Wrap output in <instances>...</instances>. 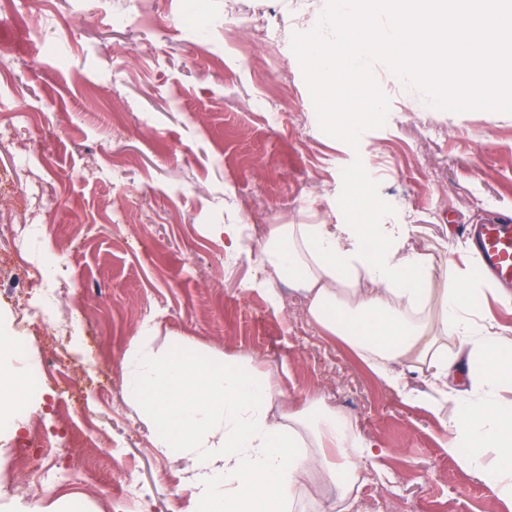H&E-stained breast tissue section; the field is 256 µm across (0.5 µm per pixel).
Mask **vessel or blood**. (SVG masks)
I'll list each match as a JSON object with an SVG mask.
<instances>
[{"label": "vessel or blood", "instance_id": "vessel-or-blood-1", "mask_svg": "<svg viewBox=\"0 0 512 512\" xmlns=\"http://www.w3.org/2000/svg\"><path fill=\"white\" fill-rule=\"evenodd\" d=\"M472 239L482 270L498 282L512 283V216L500 215L476 225Z\"/></svg>", "mask_w": 512, "mask_h": 512}]
</instances>
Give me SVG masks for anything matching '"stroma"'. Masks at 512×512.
Returning <instances> with one entry per match:
<instances>
[{
  "label": "stroma",
  "mask_w": 512,
  "mask_h": 512,
  "mask_svg": "<svg viewBox=\"0 0 512 512\" xmlns=\"http://www.w3.org/2000/svg\"><path fill=\"white\" fill-rule=\"evenodd\" d=\"M327 0H0V183L36 179L38 254L62 253L59 317L77 324L69 371L83 387L68 418L53 382L27 399L31 423L87 442L81 463L37 504L0 496V512H115L116 470L133 471L138 512H186L183 461L155 452L129 406L121 364L144 322L154 346L228 360L254 356L289 408L318 396L380 450L351 492L355 512H505L449 456V431L403 401L338 337L318 328L288 285L281 304L252 287L253 261L228 255V224H340L341 170L361 158L416 250L481 275L462 224L512 214V114L429 106L381 62L385 125L358 148L324 133L291 49ZM123 184L112 181L113 168ZM79 289H72V282ZM27 284L0 275V337L35 355L14 313Z\"/></svg>",
  "instance_id": "35a3bbf8"
}]
</instances>
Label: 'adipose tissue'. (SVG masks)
<instances>
[{
    "label": "adipose tissue",
    "mask_w": 512,
    "mask_h": 512,
    "mask_svg": "<svg viewBox=\"0 0 512 512\" xmlns=\"http://www.w3.org/2000/svg\"><path fill=\"white\" fill-rule=\"evenodd\" d=\"M411 224H274L257 260L259 286L285 281L307 301L310 319L341 337L403 400L433 413L450 409L448 453L463 471L491 487L512 510V412L496 400L512 380V330L478 322L484 295L460 274H437L427 253L410 244ZM457 336L449 354L441 336ZM426 367L430 391L409 387L395 365ZM466 367V388L448 391V375ZM124 393L152 434L156 452L185 460L195 493L189 512H296L300 487L319 472L336 487L341 512L377 447L321 400L274 413L279 393L252 357L215 361L202 353L163 352L151 328L130 343L122 363ZM23 377L0 378V432L17 431Z\"/></svg>",
    "instance_id": "adipose-tissue-1"
}]
</instances>
